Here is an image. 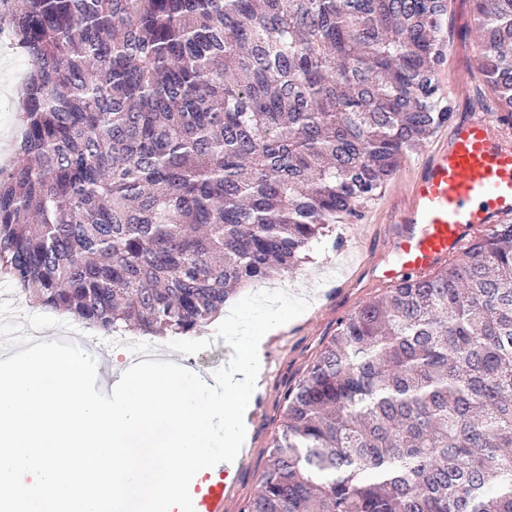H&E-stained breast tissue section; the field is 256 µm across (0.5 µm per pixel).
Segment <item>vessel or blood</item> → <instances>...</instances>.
Segmentation results:
<instances>
[{"label": "vessel or blood", "mask_w": 512, "mask_h": 512, "mask_svg": "<svg viewBox=\"0 0 512 512\" xmlns=\"http://www.w3.org/2000/svg\"><path fill=\"white\" fill-rule=\"evenodd\" d=\"M512 221V126L486 111L451 121L418 158L403 205L389 220V256L365 268L372 284L427 278L476 236ZM252 453L218 464L212 482L190 486L194 512H224Z\"/></svg>", "instance_id": "1"}]
</instances>
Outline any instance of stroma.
Listing matches in <instances>:
<instances>
[{"label":"stroma","instance_id":"35a3bbf8","mask_svg":"<svg viewBox=\"0 0 512 512\" xmlns=\"http://www.w3.org/2000/svg\"><path fill=\"white\" fill-rule=\"evenodd\" d=\"M446 62L440 68V82L449 73L459 80L447 100L452 115H479L495 109L496 103L474 66L477 35L468 0H448ZM18 56L0 45V148L9 147L15 134L16 97L19 86ZM415 164L405 158L381 194L365 204L358 220H340L330 225L327 236L309 252L296 270L260 285L241 288V295L260 289H282L309 299L308 309L292 320L288 329L263 345L264 367L257 382V392L249 408L246 445L252 450L253 466L238 476L235 492L224 504V512H240L246 499L258 486L269 444L281 423L282 396L298 383L321 347L334 336L338 324L349 317L346 302L364 303L383 293L380 285L366 283L362 270L373 257L386 233V217L404 197ZM215 326H208L199 337H145L148 346L176 354L182 366L197 373H212L226 366L233 350L215 336Z\"/></svg>","mask_w":512,"mask_h":512}]
</instances>
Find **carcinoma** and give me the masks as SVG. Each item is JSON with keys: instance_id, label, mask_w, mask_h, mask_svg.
Returning <instances> with one entry per match:
<instances>
[{"instance_id": "carcinoma-1", "label": "carcinoma", "mask_w": 512, "mask_h": 512, "mask_svg": "<svg viewBox=\"0 0 512 512\" xmlns=\"http://www.w3.org/2000/svg\"><path fill=\"white\" fill-rule=\"evenodd\" d=\"M512 123V0H470ZM448 0H0L30 63L0 273L106 333L195 336L450 119ZM241 512H512V223L341 321Z\"/></svg>"}]
</instances>
